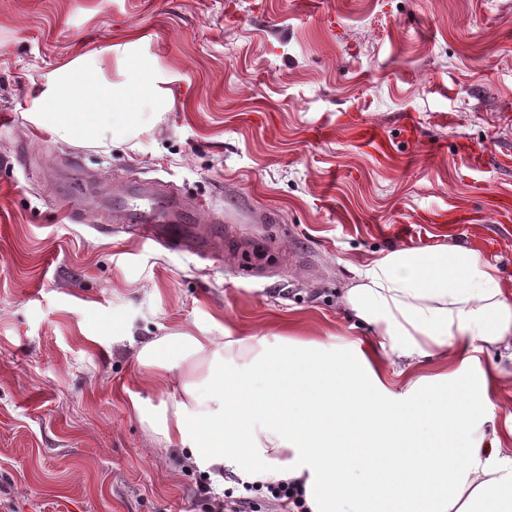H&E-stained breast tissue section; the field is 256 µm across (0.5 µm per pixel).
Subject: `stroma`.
<instances>
[{
    "instance_id": "1",
    "label": "stroma",
    "mask_w": 512,
    "mask_h": 512,
    "mask_svg": "<svg viewBox=\"0 0 512 512\" xmlns=\"http://www.w3.org/2000/svg\"><path fill=\"white\" fill-rule=\"evenodd\" d=\"M130 43L169 79L136 138L33 125L32 82ZM462 143L512 152V0H0V512H208L202 473L131 411L168 398L137 348L216 319L356 359L372 333L336 291L405 246L399 225L478 243L512 282V224L491 221L512 159L471 171ZM127 184L226 217L223 261L115 222Z\"/></svg>"
}]
</instances>
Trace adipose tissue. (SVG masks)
<instances>
[{
    "mask_svg": "<svg viewBox=\"0 0 512 512\" xmlns=\"http://www.w3.org/2000/svg\"><path fill=\"white\" fill-rule=\"evenodd\" d=\"M111 59L107 46L33 85L34 123L68 142L132 138L163 101V77L128 49L112 82ZM350 270L337 303L373 333L355 367L293 333L271 340L215 321L140 345L144 383L175 389L158 406L132 396L139 421L200 471L301 482L305 512H512V465L496 460L499 435H480L506 374L473 360L512 356V291L497 266L448 244L395 248ZM452 350L463 355L454 370L425 373Z\"/></svg>",
    "mask_w": 512,
    "mask_h": 512,
    "instance_id": "obj_1",
    "label": "adipose tissue"
}]
</instances>
